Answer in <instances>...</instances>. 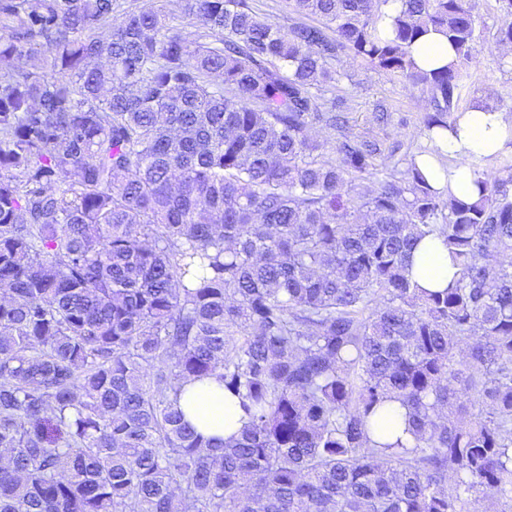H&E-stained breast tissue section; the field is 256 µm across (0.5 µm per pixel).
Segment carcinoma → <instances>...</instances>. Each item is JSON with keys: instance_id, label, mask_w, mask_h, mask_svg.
<instances>
[{"instance_id": "obj_1", "label": "carcinoma", "mask_w": 512, "mask_h": 512, "mask_svg": "<svg viewBox=\"0 0 512 512\" xmlns=\"http://www.w3.org/2000/svg\"><path fill=\"white\" fill-rule=\"evenodd\" d=\"M292 2L321 24L0 0V512H512V160L449 199L323 96L351 50L448 129L473 4L400 0L383 39L389 0ZM431 30L457 61L423 71ZM435 234L459 277L428 291ZM210 376L222 446L177 407ZM395 403L406 443L376 437ZM178 404L197 432L216 443L224 442L244 424L236 399L224 393V387L215 377L183 383Z\"/></svg>"}]
</instances>
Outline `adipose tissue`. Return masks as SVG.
<instances>
[{
  "instance_id": "1",
  "label": "adipose tissue",
  "mask_w": 512,
  "mask_h": 512,
  "mask_svg": "<svg viewBox=\"0 0 512 512\" xmlns=\"http://www.w3.org/2000/svg\"><path fill=\"white\" fill-rule=\"evenodd\" d=\"M419 68L439 69L453 64L456 54L447 39L431 31L413 46ZM512 155V114L480 102L459 112L452 128L434 135L427 151L416 156L418 168L429 184L448 196L473 200L477 176L473 157L490 160ZM413 274L421 287L434 291L456 279L458 268L440 238L422 240L413 256ZM178 404L197 432L214 441H224L243 426L237 402L225 393L217 379L183 383Z\"/></svg>"
}]
</instances>
